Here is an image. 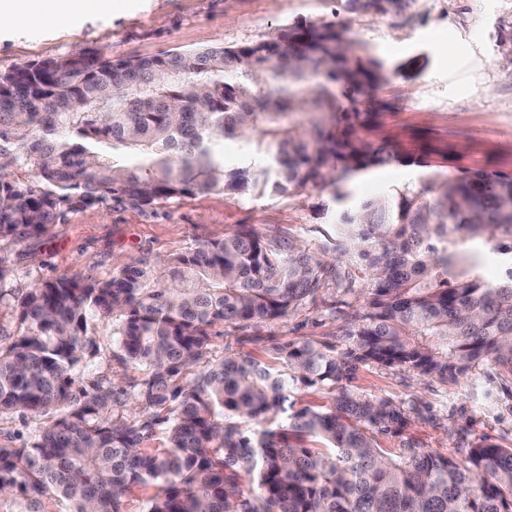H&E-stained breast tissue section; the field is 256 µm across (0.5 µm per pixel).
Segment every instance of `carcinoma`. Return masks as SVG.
Listing matches in <instances>:
<instances>
[{
    "label": "carcinoma",
    "instance_id": "obj_1",
    "mask_svg": "<svg viewBox=\"0 0 512 512\" xmlns=\"http://www.w3.org/2000/svg\"><path fill=\"white\" fill-rule=\"evenodd\" d=\"M361 12L410 20L417 0H347ZM388 81L381 62L329 22L297 20L241 46L216 43L112 60L84 51L0 73V241L38 237L68 213L108 200L149 207L215 189L238 196L346 195L366 171L411 163L358 130L376 107L336 113L332 87ZM319 118L302 127L291 116ZM256 143L258 159L224 163V140ZM27 170L19 182L14 170ZM399 186L342 212L328 246L272 242L250 227L177 253L158 272L127 265L109 280L59 277L22 294L0 252V304L22 332L0 337V416L41 419L32 439L0 446V499L22 512L46 499L66 512H122L135 488L156 489L145 512H512V448L478 442L462 460L405 444L388 454L405 404L344 382L365 363L441 382L512 366V176ZM507 277L482 273L480 249ZM362 262L367 298L349 346L283 342L274 364L249 355L205 362L209 329L278 320ZM116 322L117 364L144 368L135 400L149 416L114 414L120 386L86 381L90 326ZM185 374L190 378L180 381ZM303 385L332 394L325 409L287 413ZM167 445L150 448L155 425ZM305 437L324 441L306 448Z\"/></svg>",
    "mask_w": 512,
    "mask_h": 512
}]
</instances>
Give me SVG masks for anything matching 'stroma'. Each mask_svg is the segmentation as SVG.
Returning <instances> with one entry per match:
<instances>
[{
  "instance_id": "1",
  "label": "stroma",
  "mask_w": 512,
  "mask_h": 512,
  "mask_svg": "<svg viewBox=\"0 0 512 512\" xmlns=\"http://www.w3.org/2000/svg\"><path fill=\"white\" fill-rule=\"evenodd\" d=\"M66 20L46 17L27 26H0V72L16 64L61 57L77 50L112 59L146 57L169 49H195L221 42L239 45L270 36L297 19L340 20L348 37L384 62L391 79L366 94L380 103L363 136L390 139L410 165L374 168L350 181L346 201L330 192L241 197L214 190L143 208L125 201L92 205L68 214L48 234L0 243L11 259L12 288L24 292L60 276L107 280L125 265L157 267L188 248L222 239L247 226L265 239L294 241L318 249L320 229L344 205L386 195L392 188L476 172L512 175V63L501 56L499 35L512 27V0H418L411 22L362 13L346 0H111ZM426 56L415 78L396 75L401 63ZM342 284H326L316 301L287 317L258 326L211 329L209 360L249 354L269 360L273 344L303 339L344 351L347 324L366 290L355 265L342 266ZM97 349L90 377L124 372L125 389L143 376L113 359L112 323L96 322ZM348 386L370 398L416 407L400 435H377L394 451L410 443L459 459L485 439L512 447V370L483 366L478 379L443 383L411 370L376 363L360 365Z\"/></svg>"
}]
</instances>
